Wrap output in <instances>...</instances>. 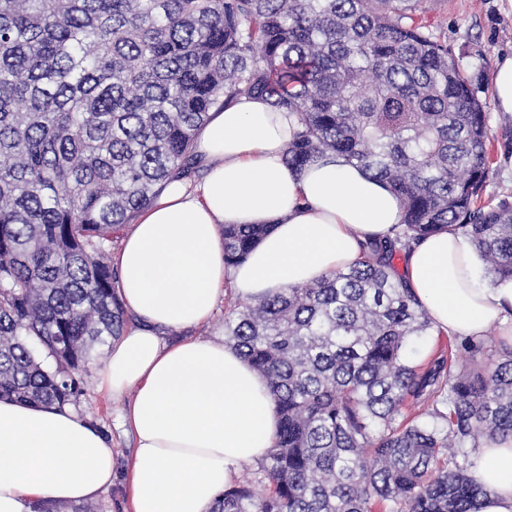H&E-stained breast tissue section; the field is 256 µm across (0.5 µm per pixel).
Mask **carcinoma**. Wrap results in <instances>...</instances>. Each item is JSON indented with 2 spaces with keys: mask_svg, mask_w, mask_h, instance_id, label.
<instances>
[{
  "mask_svg": "<svg viewBox=\"0 0 512 512\" xmlns=\"http://www.w3.org/2000/svg\"><path fill=\"white\" fill-rule=\"evenodd\" d=\"M419 2L0 0V399L72 401L79 365L123 331L112 232L191 172L210 113L260 96L298 115L288 168L340 155L403 220L349 269L225 316L279 431L262 488L214 512H473L474 452L512 435V347L480 370L469 341L410 359L433 326L395 260L452 227L512 282V206L477 205L487 115ZM272 228L225 226V263Z\"/></svg>",
  "mask_w": 512,
  "mask_h": 512,
  "instance_id": "carcinoma-1",
  "label": "carcinoma"
}]
</instances>
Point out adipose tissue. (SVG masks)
Instances as JSON below:
<instances>
[{
    "label": "adipose tissue",
    "mask_w": 512,
    "mask_h": 512,
    "mask_svg": "<svg viewBox=\"0 0 512 512\" xmlns=\"http://www.w3.org/2000/svg\"><path fill=\"white\" fill-rule=\"evenodd\" d=\"M298 128L296 113L262 98L212 113L195 142L204 178L170 182L112 258L131 325L113 340L98 387L130 395L129 512H213L274 445L279 420L264 378L234 348L188 334L212 321L226 288L251 301L330 277L403 220L390 186L341 157L288 168ZM228 224L273 230L230 267ZM480 265L470 239L445 230L413 246L403 277L436 329L475 338L496 323L512 343V283H482ZM182 330L184 340L165 342ZM113 478L110 442L71 408L0 401V512L93 500ZM472 478L486 491L475 512H512V436L482 440Z\"/></svg>",
    "instance_id": "1"
}]
</instances>
